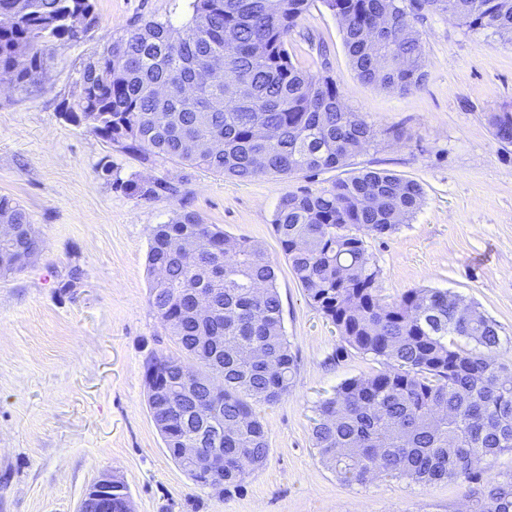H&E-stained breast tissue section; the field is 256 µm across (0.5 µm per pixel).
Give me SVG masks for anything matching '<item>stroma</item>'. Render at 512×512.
<instances>
[{"label":"stroma","instance_id":"stroma-1","mask_svg":"<svg viewBox=\"0 0 512 512\" xmlns=\"http://www.w3.org/2000/svg\"><path fill=\"white\" fill-rule=\"evenodd\" d=\"M189 3L96 0L97 26L85 39L46 50L40 83L0 85V195L28 211L44 242L31 266L0 276V512H77L106 471L123 479L135 512H467L482 484H345L314 446L315 405L345 379L381 365L343 348L309 303L273 222L285 194L319 193L345 170L241 181L122 153L63 118L86 58L140 19L183 27ZM417 28L427 78L406 94L358 78L339 22L320 0L300 18L288 51L304 68L326 67L344 104L376 128L377 141L356 168L386 170L424 190L409 223L366 240L383 296L449 290L499 325L510 358L512 144L497 140L488 116L512 110V45L434 12ZM103 160L124 180H176L180 193L126 195L99 176ZM182 209L258 243L276 261L283 323L298 361L290 393L256 408L267 463L221 498L173 461L147 405L145 358L175 349L148 304L150 232ZM74 268L77 286L60 291Z\"/></svg>","mask_w":512,"mask_h":512}]
</instances>
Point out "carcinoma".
Returning a JSON list of instances; mask_svg holds the SVG:
<instances>
[{
  "instance_id": "carcinoma-1",
  "label": "carcinoma",
  "mask_w": 512,
  "mask_h": 512,
  "mask_svg": "<svg viewBox=\"0 0 512 512\" xmlns=\"http://www.w3.org/2000/svg\"><path fill=\"white\" fill-rule=\"evenodd\" d=\"M338 20L353 70L365 82L407 93L424 81L425 57L415 22L423 11L446 14L471 31L512 42V0H321ZM314 0H191L187 25L139 20L84 61L82 90L62 116L86 124L119 151L203 167L249 180L261 175L336 170L352 165L377 130L347 109L336 79L303 69L288 37ZM16 14L0 28V84L40 78L44 50L77 41L97 23L94 0H0ZM224 63L217 77L211 63ZM497 139L512 143V112L491 117ZM119 187L145 199L174 196L172 179H130ZM423 201L414 180L362 169L319 194H285L274 229L310 303L349 348L386 369L345 380L315 407L312 437L321 461L343 483L381 477L422 485L478 482V466L512 453V359L502 354L497 324L458 295L415 288L393 301L365 238L407 224ZM0 224L17 228L0 241V268L25 269L43 246L29 213L0 196ZM206 242L203 252L179 247ZM165 269L155 280L154 269ZM149 306L178 352L145 359L152 419L175 462L201 487L213 476L192 468L186 407L153 387L179 377L190 359L200 378L196 410L221 413L224 486L263 467L269 447L255 406L288 395L297 372L284 331L276 266L247 239L229 236L194 212L179 211L151 231L146 258ZM208 295L210 314L193 316L187 298ZM127 486L112 482L113 512H124ZM473 512H512V476L487 482Z\"/></svg>"
}]
</instances>
